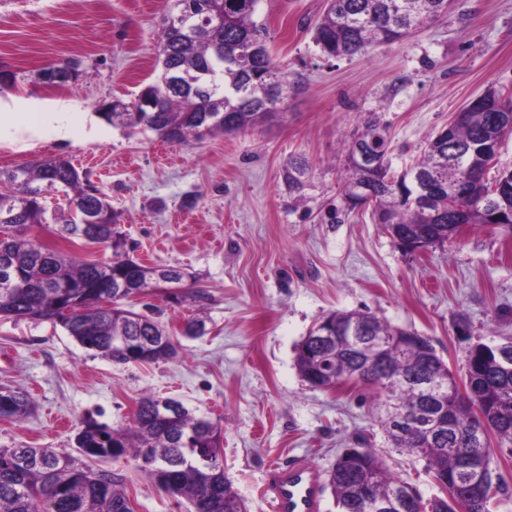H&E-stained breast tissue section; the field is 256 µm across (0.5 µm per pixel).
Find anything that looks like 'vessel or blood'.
<instances>
[{"label": "vessel or blood", "instance_id": "vessel-or-blood-1", "mask_svg": "<svg viewBox=\"0 0 512 512\" xmlns=\"http://www.w3.org/2000/svg\"><path fill=\"white\" fill-rule=\"evenodd\" d=\"M266 489L271 495V512H318L321 479L308 464L292 462L272 470Z\"/></svg>", "mask_w": 512, "mask_h": 512}]
</instances>
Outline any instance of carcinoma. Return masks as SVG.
<instances>
[{"label": "carcinoma", "mask_w": 512, "mask_h": 512, "mask_svg": "<svg viewBox=\"0 0 512 512\" xmlns=\"http://www.w3.org/2000/svg\"><path fill=\"white\" fill-rule=\"evenodd\" d=\"M260 0H168L162 19L157 79L134 101L106 102L101 114L112 125L157 132L167 142L189 143L214 134L231 135L273 115L288 94V80L269 51H252L265 41L257 19ZM448 0H327L313 29V41L329 58L366 53L402 40L442 15ZM198 17L187 31L168 25L181 10ZM66 84L77 67L66 63L43 69ZM512 136V90L489 87L458 111V119L428 140L421 156L396 171L390 141L380 119H366L364 131L346 148L341 196L349 210L367 207L374 223L389 236L444 244L466 227L496 224L512 237V191L500 196L493 184L512 188V169L484 151ZM380 158L363 164L356 147ZM308 165L289 162L283 179L300 190ZM0 316L60 324L82 347L116 364L157 362L178 354L172 337L154 319L118 306L157 281L159 270L144 266L116 237L118 216L106 195L70 160L55 157L0 170ZM63 197L65 208L48 211L45 199ZM56 225L69 241L88 232L112 249L108 261H86L25 237L36 225ZM360 327L361 345L345 336ZM324 329L336 333L330 348L313 344ZM414 330L393 327L368 311H336L323 317L295 349L298 370L310 386L338 388L350 382L384 391L388 405L383 427L388 441L425 462L431 479L458 476L439 494L417 496L406 512H490L504 493L494 474L495 449H512V362L500 361L480 340L464 352L463 386L425 336L417 345L399 347L394 334ZM448 376V416L453 426L434 448L417 445L414 430L392 431L404 411L429 412L422 381L430 374L423 358ZM156 397L140 399L132 424L113 428L87 420L76 434L78 452L102 462L131 457L156 487L186 500L192 512H246L224 474L220 448L222 425L196 416L177 403L174 418L162 423ZM31 405L20 388L0 387V417L18 419ZM362 459L347 458L328 472L338 512H371L346 474L371 485L374 498L392 497L410 483L392 477L368 440L358 441ZM115 473L84 468L70 454L52 448L0 449V512H133L118 488Z\"/></svg>", "instance_id": "1"}]
</instances>
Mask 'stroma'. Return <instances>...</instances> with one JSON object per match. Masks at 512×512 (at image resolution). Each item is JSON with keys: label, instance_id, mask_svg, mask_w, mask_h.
Instances as JSON below:
<instances>
[{"label": "stroma", "instance_id": "1", "mask_svg": "<svg viewBox=\"0 0 512 512\" xmlns=\"http://www.w3.org/2000/svg\"><path fill=\"white\" fill-rule=\"evenodd\" d=\"M166 0H0V66L17 77L0 92V112H87L134 101L160 72ZM325 0H260L267 48L290 89L270 121L187 144L104 122L75 126L69 140L42 130L28 145H0V168L70 158L108 197L135 257L187 272L183 291L205 290L206 333L186 336L190 302L148 289L124 308L154 317L178 344L177 357L119 365L82 348L61 327L0 317V387L31 395L29 414L0 419L1 448L76 454L75 435L92 419L129 425L146 395L179 400L220 421L225 471L247 512H269V469L301 459L328 473L337 455L367 437L389 473L424 496L437 489L424 463L392 448L383 394L348 384L312 388L295 347L322 317L370 311L431 337L460 372L473 336L512 337V238L465 228L444 245L409 256L364 209L337 194L343 146L377 113L392 163L414 162L428 140L488 86L512 90V0H456L446 15L366 54L324 57L312 30ZM78 62L79 75L49 85L42 71ZM308 163L304 187L283 169ZM134 512H189L161 492L137 461L108 464Z\"/></svg>", "mask_w": 512, "mask_h": 512}]
</instances>
